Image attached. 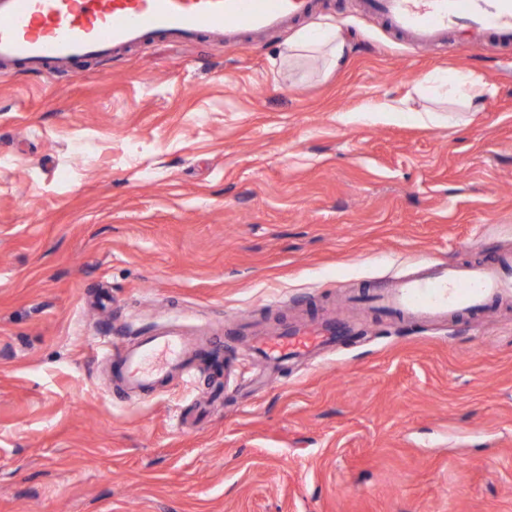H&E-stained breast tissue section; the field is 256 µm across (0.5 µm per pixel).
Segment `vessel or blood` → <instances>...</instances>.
Instances as JSON below:
<instances>
[{"label":"vessel or blood","instance_id":"b4317fda","mask_svg":"<svg viewBox=\"0 0 512 512\" xmlns=\"http://www.w3.org/2000/svg\"><path fill=\"white\" fill-rule=\"evenodd\" d=\"M363 6L415 45L440 43L458 28L469 33L471 49L490 36L512 43V0H363ZM314 7V0H0V75L20 67L49 72L158 40L236 45ZM511 295L512 254L505 253L475 265L426 260L358 301L363 311L423 323L474 316ZM349 329L338 316L256 328L252 351L269 362L306 357L335 345ZM222 346V340L202 344L166 326L133 345L97 342L99 362L123 394L150 391L163 378L193 381L201 356Z\"/></svg>","mask_w":512,"mask_h":512}]
</instances>
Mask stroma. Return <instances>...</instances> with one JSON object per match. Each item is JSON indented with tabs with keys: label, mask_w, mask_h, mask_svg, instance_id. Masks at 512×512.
<instances>
[{
	"label": "stroma",
	"mask_w": 512,
	"mask_h": 512,
	"mask_svg": "<svg viewBox=\"0 0 512 512\" xmlns=\"http://www.w3.org/2000/svg\"><path fill=\"white\" fill-rule=\"evenodd\" d=\"M351 45L287 58L300 29ZM415 47L355 0L239 45L0 77V512H512V303L372 315L277 370L248 339L115 397L96 340L349 310L512 252V46ZM471 73L479 112L415 94ZM408 100L406 112L377 104Z\"/></svg>",
	"instance_id": "stroma-1"
}]
</instances>
